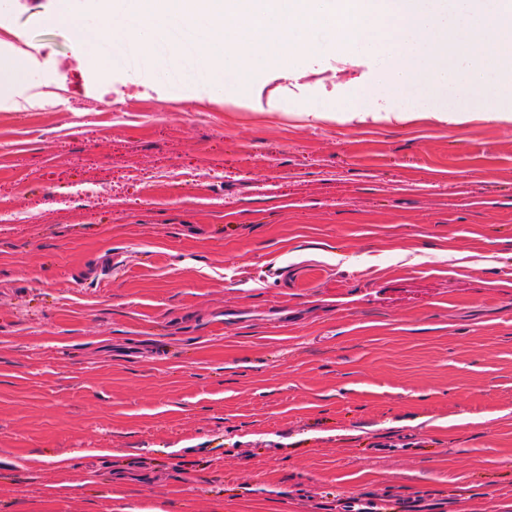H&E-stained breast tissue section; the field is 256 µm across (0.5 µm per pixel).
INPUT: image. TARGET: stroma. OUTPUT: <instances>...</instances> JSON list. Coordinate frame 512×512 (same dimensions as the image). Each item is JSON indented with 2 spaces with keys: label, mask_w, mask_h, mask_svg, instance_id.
Masks as SVG:
<instances>
[{
  "label": "stroma",
  "mask_w": 512,
  "mask_h": 512,
  "mask_svg": "<svg viewBox=\"0 0 512 512\" xmlns=\"http://www.w3.org/2000/svg\"><path fill=\"white\" fill-rule=\"evenodd\" d=\"M0 0V512H512V124L312 122ZM122 63H114L115 54ZM27 73L28 63L24 55L16 54L6 63H2L0 59V99L2 92L22 83Z\"/></svg>",
  "instance_id": "1"
}]
</instances>
